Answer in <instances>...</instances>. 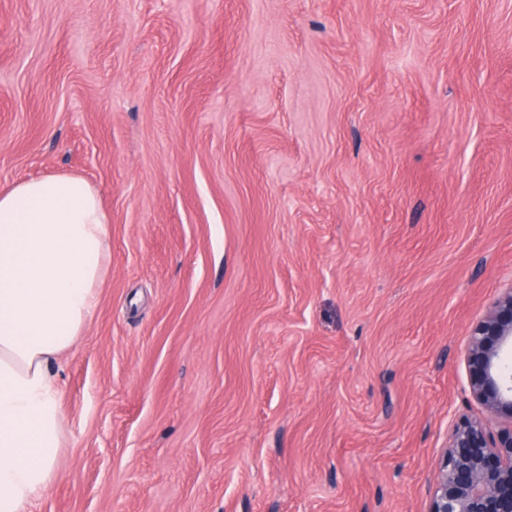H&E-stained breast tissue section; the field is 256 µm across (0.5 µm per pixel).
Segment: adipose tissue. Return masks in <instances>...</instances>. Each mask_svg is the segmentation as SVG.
I'll list each match as a JSON object with an SVG mask.
<instances>
[{"label": "adipose tissue", "mask_w": 512, "mask_h": 512, "mask_svg": "<svg viewBox=\"0 0 512 512\" xmlns=\"http://www.w3.org/2000/svg\"><path fill=\"white\" fill-rule=\"evenodd\" d=\"M100 191L53 173L0 190V512L52 485L63 446L54 365L81 336L109 270Z\"/></svg>", "instance_id": "adipose-tissue-1"}]
</instances>
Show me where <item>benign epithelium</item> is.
<instances>
[{
	"mask_svg": "<svg viewBox=\"0 0 512 512\" xmlns=\"http://www.w3.org/2000/svg\"><path fill=\"white\" fill-rule=\"evenodd\" d=\"M512 286L488 307L467 336L472 397L507 422L492 432L463 419L449 435L437 466L429 512H512Z\"/></svg>",
	"mask_w": 512,
	"mask_h": 512,
	"instance_id": "benign-epithelium-1",
	"label": "benign epithelium"
}]
</instances>
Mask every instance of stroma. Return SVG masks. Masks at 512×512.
<instances>
[{
    "mask_svg": "<svg viewBox=\"0 0 512 512\" xmlns=\"http://www.w3.org/2000/svg\"><path fill=\"white\" fill-rule=\"evenodd\" d=\"M112 215L28 512H428L512 286V0H0V189Z\"/></svg>",
    "mask_w": 512,
    "mask_h": 512,
    "instance_id": "1",
    "label": "stroma"
}]
</instances>
